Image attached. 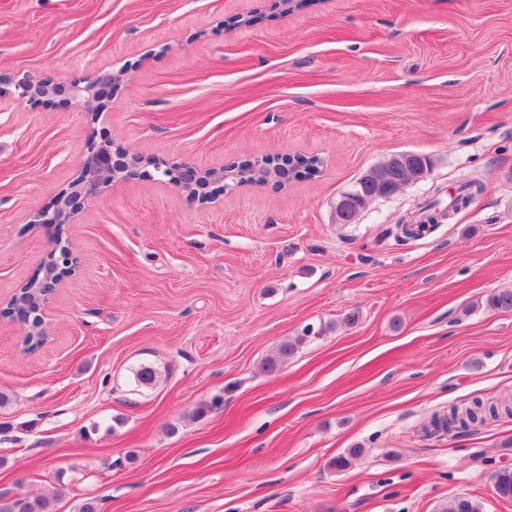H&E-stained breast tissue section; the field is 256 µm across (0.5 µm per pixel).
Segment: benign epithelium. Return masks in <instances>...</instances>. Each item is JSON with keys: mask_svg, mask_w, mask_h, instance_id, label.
Here are the masks:
<instances>
[{"mask_svg": "<svg viewBox=\"0 0 512 512\" xmlns=\"http://www.w3.org/2000/svg\"><path fill=\"white\" fill-rule=\"evenodd\" d=\"M125 69L109 72L94 80L73 78L59 82L51 76L40 79L25 74L1 75L0 84L13 87L10 95L17 101L31 104L52 103L66 108H76L93 116L106 108L112 100L113 91L126 79ZM153 171L142 169V157L136 153L112 148V142L91 141L82 163L81 178L60 191L53 202V209L40 211L32 216L33 224H71L81 211L84 201L117 181L136 176L151 178L158 176L191 198L208 203L224 192L229 185L224 183L232 168L218 166L200 168L188 161H169L154 158L149 161ZM77 264L71 249L54 248L44 268L43 288H55Z\"/></svg>", "mask_w": 512, "mask_h": 512, "instance_id": "1", "label": "benign epithelium"}]
</instances>
